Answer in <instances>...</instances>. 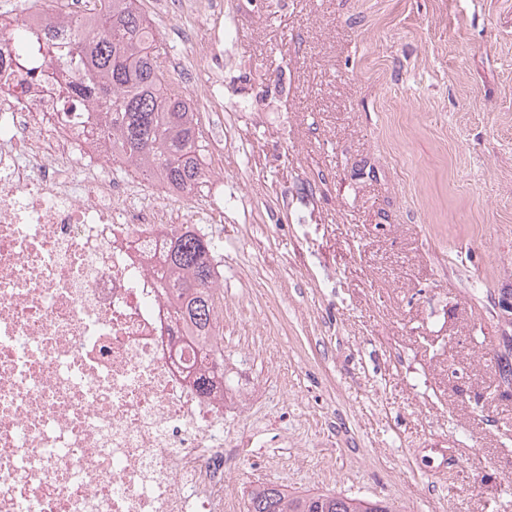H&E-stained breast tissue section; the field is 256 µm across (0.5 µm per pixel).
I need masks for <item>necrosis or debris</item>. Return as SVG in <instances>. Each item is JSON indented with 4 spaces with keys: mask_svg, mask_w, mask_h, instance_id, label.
<instances>
[{
    "mask_svg": "<svg viewBox=\"0 0 512 512\" xmlns=\"http://www.w3.org/2000/svg\"><path fill=\"white\" fill-rule=\"evenodd\" d=\"M95 0L0 10V512H224V420L247 389L200 393L154 275L173 190L132 205L103 114L62 109L77 72L44 31ZM25 40H17L16 31Z\"/></svg>",
    "mask_w": 512,
    "mask_h": 512,
    "instance_id": "4bbe7bcc",
    "label": "necrosis or debris"
}]
</instances>
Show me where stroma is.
I'll list each match as a JSON object with an SVG mask.
<instances>
[{"label":"stroma","mask_w":512,"mask_h":512,"mask_svg":"<svg viewBox=\"0 0 512 512\" xmlns=\"http://www.w3.org/2000/svg\"><path fill=\"white\" fill-rule=\"evenodd\" d=\"M188 2L224 363L270 442L225 424L224 512L260 482L512 512V0ZM141 7L178 82L182 7Z\"/></svg>","instance_id":"stroma-1"}]
</instances>
